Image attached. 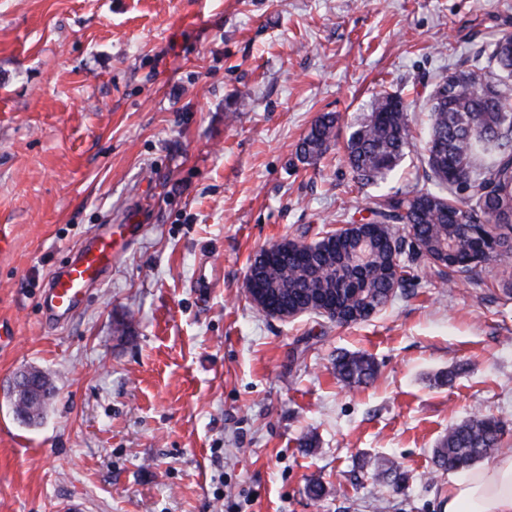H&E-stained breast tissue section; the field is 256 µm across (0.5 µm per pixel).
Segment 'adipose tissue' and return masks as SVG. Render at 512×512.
<instances>
[{
	"label": "adipose tissue",
	"instance_id": "obj_1",
	"mask_svg": "<svg viewBox=\"0 0 512 512\" xmlns=\"http://www.w3.org/2000/svg\"><path fill=\"white\" fill-rule=\"evenodd\" d=\"M443 512H512V456L487 459L451 481Z\"/></svg>",
	"mask_w": 512,
	"mask_h": 512
}]
</instances>
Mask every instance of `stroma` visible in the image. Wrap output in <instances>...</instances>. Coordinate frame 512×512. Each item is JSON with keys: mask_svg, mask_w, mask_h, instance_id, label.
Instances as JSON below:
<instances>
[{"mask_svg": "<svg viewBox=\"0 0 512 512\" xmlns=\"http://www.w3.org/2000/svg\"><path fill=\"white\" fill-rule=\"evenodd\" d=\"M506 35L512 0H0V512H441L451 426L494 415L512 449L498 262L474 284L415 265L344 325L244 289L262 248L422 188L429 93ZM378 93L418 144L363 186L345 143ZM325 112L340 135L302 162ZM107 224L140 232L48 325L41 287ZM344 353L375 378L338 381ZM30 366L56 385L36 426L10 409Z\"/></svg>", "mask_w": 512, "mask_h": 512, "instance_id": "stroma-1", "label": "stroma"}]
</instances>
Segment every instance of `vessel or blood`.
I'll return each instance as SVG.
<instances>
[{
	"instance_id": "vessel-or-blood-1",
	"label": "vessel or blood",
	"mask_w": 512,
	"mask_h": 512,
	"mask_svg": "<svg viewBox=\"0 0 512 512\" xmlns=\"http://www.w3.org/2000/svg\"><path fill=\"white\" fill-rule=\"evenodd\" d=\"M138 225L106 227L89 239L74 258L48 279L39 296L46 321L69 319L84 304L90 289L112 268V256L135 237Z\"/></svg>"
}]
</instances>
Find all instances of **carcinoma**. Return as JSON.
I'll list each match as a JSON object with an SVG mask.
<instances>
[{"label":"carcinoma","instance_id":"cac0c4a2","mask_svg":"<svg viewBox=\"0 0 512 512\" xmlns=\"http://www.w3.org/2000/svg\"><path fill=\"white\" fill-rule=\"evenodd\" d=\"M409 104L399 95L378 94L350 132L345 160L362 184H375L392 172L414 146ZM428 139L424 146L425 187L382 196L371 217L352 236L334 232L307 243L272 244L273 257L249 265L271 288L269 305L323 315L336 310V322L368 306L384 308L409 280L401 261H422L441 276L449 269L467 274L512 254V36L498 40L485 63L448 74L428 99ZM340 129L333 113L319 116L300 140L297 153L310 164L322 158ZM402 224L413 232L395 234ZM490 226L500 250L485 256L478 232ZM336 375L360 385L375 374L374 363L358 354L336 360ZM502 448L500 422L492 415L468 419L448 430L435 450L445 471H460Z\"/></svg>","mask_w":512,"mask_h":512}]
</instances>
